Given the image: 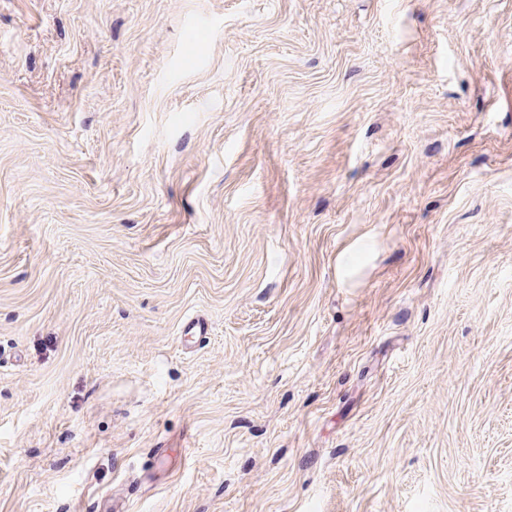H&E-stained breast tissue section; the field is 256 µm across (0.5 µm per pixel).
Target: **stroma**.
<instances>
[{"mask_svg":"<svg viewBox=\"0 0 512 512\" xmlns=\"http://www.w3.org/2000/svg\"><path fill=\"white\" fill-rule=\"evenodd\" d=\"M508 57L512 0H0V512H512ZM179 338L185 345L199 347L205 344L211 335V324L201 316L193 315L186 318L179 327Z\"/></svg>","mask_w":512,"mask_h":512,"instance_id":"obj_1","label":"stroma"}]
</instances>
